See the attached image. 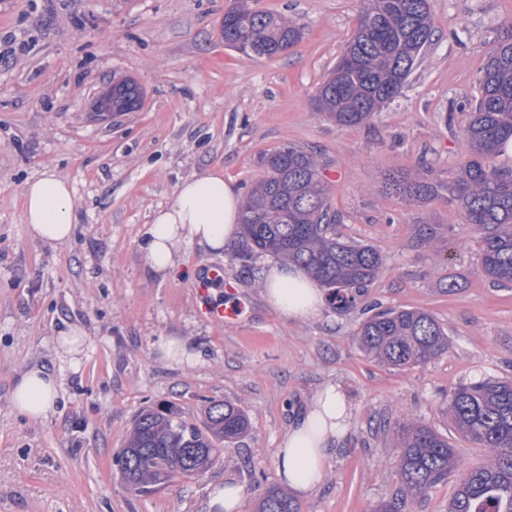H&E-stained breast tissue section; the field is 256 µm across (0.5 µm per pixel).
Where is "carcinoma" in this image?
Instances as JSON below:
<instances>
[{"label": "carcinoma", "mask_w": 512, "mask_h": 512, "mask_svg": "<svg viewBox=\"0 0 512 512\" xmlns=\"http://www.w3.org/2000/svg\"><path fill=\"white\" fill-rule=\"evenodd\" d=\"M484 44L485 64L478 96L462 129L465 151L455 176L444 183L426 167L397 173L386 190L412 201L442 193L457 203L482 243V272L501 285L512 284V169L496 164L499 146L512 138V21ZM224 44L269 59L297 45L303 28L282 14L234 7L224 15ZM432 41L429 0H360L357 27L315 94L319 111L339 126L359 127L395 98L425 47ZM143 91L131 78L112 83L97 99L106 112H132ZM266 177L243 202L244 240L238 258L281 255L305 269L328 291L336 309L355 308L382 272L385 260L369 244L336 238L338 216L329 202L323 164L314 153L288 146L263 153ZM358 342L380 363L402 369L425 364L448 350V333L429 313L378 308L359 326ZM455 430L491 454L481 468L464 466L448 443L422 420L392 428L398 449L399 495L371 512H404L405 501L426 495L456 476L448 512H512V380L481 378L460 385L448 400ZM244 413L229 401L213 402L203 428L173 407L147 409L135 419L117 465L135 495L147 494L175 476L198 477L220 459L218 445L242 436ZM258 512H298L281 488L269 487Z\"/></svg>", "instance_id": "obj_1"}]
</instances>
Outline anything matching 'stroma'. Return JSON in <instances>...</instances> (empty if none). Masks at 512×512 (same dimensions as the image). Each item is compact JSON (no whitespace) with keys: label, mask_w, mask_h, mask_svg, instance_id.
Returning a JSON list of instances; mask_svg holds the SVG:
<instances>
[{"label":"stroma","mask_w":512,"mask_h":512,"mask_svg":"<svg viewBox=\"0 0 512 512\" xmlns=\"http://www.w3.org/2000/svg\"><path fill=\"white\" fill-rule=\"evenodd\" d=\"M360 0H249L293 17L303 39L269 59L225 46L221 24L237 0H0V512H208L211 485L236 482L240 512L278 486L275 450L295 414L328 382L353 400L350 431L320 488L299 512H369L395 497L397 450L386 430L401 415L446 436L476 467L488 454L448 422L449 395L483 377L512 380V288L481 272L479 236L451 202L419 204L383 191L386 174L428 165L448 179L461 159L484 43L512 18V0H430L434 29L399 97L368 124L342 127L314 95L351 37ZM144 91L133 112H100L112 80ZM324 165L336 234L373 245L386 266L359 307L322 305L288 320L269 308L267 255L242 262L192 243L185 266L224 269L225 288L153 275L141 248L152 213L181 181L212 170L240 194L266 174L258 157L286 146ZM75 187L72 238L34 241L23 221L26 182L45 168ZM238 301L216 324L203 307ZM374 305L419 309L448 333L446 352L403 370L377 363L355 333ZM88 332L79 371L54 338ZM179 336L202 364L162 360ZM42 365L63 380L48 417L32 421L10 395L20 372ZM235 403L247 433L225 444L203 476L172 478L134 495L115 459L146 407L176 406L204 426L211 402Z\"/></svg>","instance_id":"35a3bbf8"}]
</instances>
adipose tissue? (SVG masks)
<instances>
[{
    "label": "adipose tissue",
    "mask_w": 512,
    "mask_h": 512,
    "mask_svg": "<svg viewBox=\"0 0 512 512\" xmlns=\"http://www.w3.org/2000/svg\"><path fill=\"white\" fill-rule=\"evenodd\" d=\"M241 201L223 173L184 179L175 200L157 209L142 248L151 270L164 278L187 276L181 262L187 243L219 253L233 244L241 230ZM23 219L30 235L46 245L69 240L75 229L74 186L55 171L29 180L23 191ZM267 303L282 316L300 320L316 314L323 293L306 271L293 264H275L264 273ZM61 381L40 366L23 371L11 391L13 407L31 420L49 415L59 398ZM352 403L342 385L330 383L315 392L296 416L276 450L283 486L300 496L321 486L329 453L347 436Z\"/></svg>",
    "instance_id": "ef3b65f1"
}]
</instances>
